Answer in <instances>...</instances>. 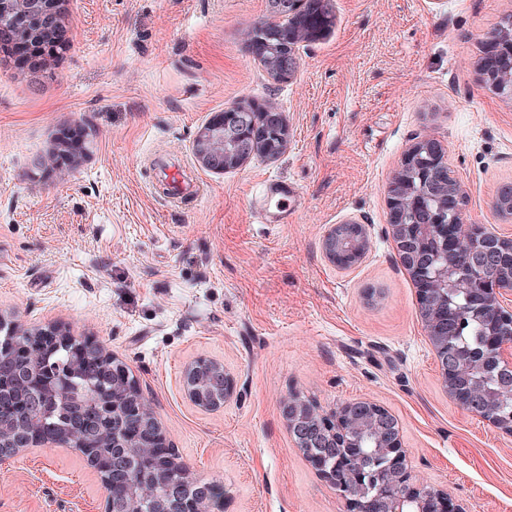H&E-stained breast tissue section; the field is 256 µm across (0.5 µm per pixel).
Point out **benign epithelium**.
<instances>
[{"label": "benign epithelium", "instance_id": "obj_1", "mask_svg": "<svg viewBox=\"0 0 512 512\" xmlns=\"http://www.w3.org/2000/svg\"><path fill=\"white\" fill-rule=\"evenodd\" d=\"M64 0H0V19L11 12L18 4L26 6L38 19V25L22 33L23 39L40 46H48L58 41L63 33ZM272 14L277 23L256 27L269 40L276 41L268 45L265 51L254 54L265 64L269 74L276 80L290 78L298 63L299 46L310 43L317 37V31L309 29L305 20L329 14L328 0H274ZM512 48V20H507L492 28L484 38L481 56L476 61L475 70L478 81L492 88L499 96L512 100V54L504 53V47ZM251 109L245 105H233L212 116L198 131L193 141V151L201 165L214 173H224L237 169L264 146H276L273 156H278L288 145L289 128L286 118L274 115L270 119L252 122V130L243 132L247 116ZM387 199L389 208V229L394 242L414 244L434 231L443 239L441 252L431 256L423 264L414 262L413 255L406 253L401 262L411 274H417L420 280L418 288L419 302L438 299V304L446 309L454 303L448 295V289L454 292H468L479 287L487 296L490 315L493 322L487 324L488 336L495 339V345L502 346V334L495 324L512 325V305L506 306L499 299L500 290L512 288V267L501 281L497 277L469 278L457 275V269L449 261L454 253L458 239L467 234L472 239L495 240L498 244L512 246V239L496 235L484 224H472L465 213V190L455 171L448 162L447 150L434 138H426L412 143L404 153L398 169L394 172L388 186ZM497 215L504 220H512V182L502 184L492 203ZM323 252L328 261L337 269L349 271L350 262L361 261L368 249V231L366 225L350 220L332 225L323 238ZM344 251L352 258L350 262L338 259V253ZM429 339L440 364L447 390H452V380L456 369L448 364L444 349L448 345V330H440L432 325L430 317H425ZM9 326L20 335L34 334L41 337L43 346L51 349L60 346H81L83 338L65 335L57 325L49 323L42 327L29 329L19 323H6L0 318V328ZM48 373V387L62 402H75L115 411L123 406L125 396L132 392L145 404L147 423L143 433L130 437L125 443L127 448H142L147 441H155L167 448L169 443L155 418L150 406L138 387L126 385L112 389V398L100 397V389L90 386L81 395L73 391V379L79 373L77 364H68L52 370L43 368L41 359H36L30 369V377L42 378ZM216 385L221 391V398L207 399L203 389ZM183 389L187 398L205 411H217L224 407L236 389L235 379L217 362H210L209 371L202 373L198 363L190 364L183 373ZM282 416L287 426L305 420L306 402L297 395H290L282 401ZM325 429L336 436H354L377 432L385 434L388 427H394L391 440L381 444L382 453L393 454L391 463L397 465L404 460L400 429L394 416L385 408L368 399L346 402L332 412L321 415ZM53 444L58 447L78 449L87 463L98 473L102 485L109 483L104 475L107 466L97 464L95 449L84 448L74 435H64ZM46 445L40 439L37 428L32 426L25 432H19L0 420V465L17 456L27 448ZM419 503L418 512H459L448 496L431 487L423 486L412 491Z\"/></svg>", "mask_w": 512, "mask_h": 512}]
</instances>
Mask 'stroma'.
Masks as SVG:
<instances>
[{
  "label": "stroma",
  "instance_id": "stroma-1",
  "mask_svg": "<svg viewBox=\"0 0 512 512\" xmlns=\"http://www.w3.org/2000/svg\"><path fill=\"white\" fill-rule=\"evenodd\" d=\"M69 43L32 73L0 53V317L89 336L133 372L224 512H347L281 414L290 394L324 413L367 398L397 419L408 486L462 512H512V433L453 401L388 229L404 151L442 142L470 221L512 239L492 207L512 180V100L473 63L512 0H330L325 35L275 81L253 58L269 0H66ZM288 120L287 149L215 174L193 139L225 107ZM179 165L198 198L155 185ZM295 184L290 224L255 223L262 179ZM366 224L353 270L322 249ZM207 358L236 380L223 409L183 391ZM97 473L72 448H32L0 470V512H101ZM323 252L328 261L337 269L349 271L356 266L351 262H360L368 249V231L366 225L350 220L342 224H334L327 230L323 238ZM345 251L352 260L340 261L338 253Z\"/></svg>",
  "mask_w": 512,
  "mask_h": 512
}]
</instances>
